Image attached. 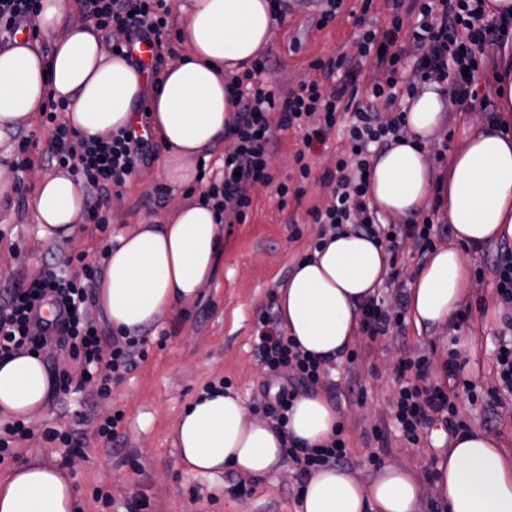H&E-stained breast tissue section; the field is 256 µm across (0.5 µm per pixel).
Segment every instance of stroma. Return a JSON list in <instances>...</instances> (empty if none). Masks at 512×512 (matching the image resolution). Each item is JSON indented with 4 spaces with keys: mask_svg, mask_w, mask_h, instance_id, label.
Returning a JSON list of instances; mask_svg holds the SVG:
<instances>
[{
    "mask_svg": "<svg viewBox=\"0 0 512 512\" xmlns=\"http://www.w3.org/2000/svg\"><path fill=\"white\" fill-rule=\"evenodd\" d=\"M317 9L315 0H294L280 20L265 52L267 65L259 75L275 92L319 77L316 61L353 52L358 17L380 29L390 19L387 0L368 5L363 0H342L333 22L319 29L314 20ZM486 120L482 110L465 112L450 106L448 126L432 153L451 152L464 128H479ZM344 129V123H337L327 143L310 150L298 131L275 129L270 155L273 180L253 186L244 223L225 225L224 264L211 285L162 322L143 328L147 357L123 374L108 399L73 388L58 392L34 417L35 426L78 438L80 447L37 435L19 442L13 453L21 459L38 454L66 470L82 490L80 512H128L133 505L141 512H295L300 485L292 464L265 478L245 479L229 469L215 476L194 474L179 462L174 426L189 404L211 388L232 389L258 414L266 395L278 391L279 380L265 371L257 355L258 317L274 303L278 286L314 248L321 227L313 223L309 211L328 202L318 178L334 168L337 154L346 150ZM48 137V129L37 118L0 143V156H7L11 178L21 179L23 187L0 203V304L21 282L55 265L61 252L99 253L112 236L145 221H160L174 206L207 189L203 182L191 189L169 185L162 174V147L151 140L148 160L134 169L119 196L112 198L106 227L82 223L73 238L47 243L38 236L31 196L39 176L57 171L46 155ZM301 150L313 178L302 184L299 196L280 199L276 185L296 175L295 155ZM25 156L31 158L32 167L18 171ZM504 246L512 249V240L492 241L481 252L467 253L478 274L460 303L470 312L464 324L420 330L408 322L400 335L392 332L374 341L362 335L352 346L355 359L343 355L327 366L318 390L340 416L348 446L344 467L361 481H371L384 465L403 462L414 469L423 486H430L438 429H424L415 447L402 440L392 416L399 387L395 367L400 360L426 356L429 382L445 385L439 365L454 338L464 342L460 354L469 369L465 381L479 395L474 402L460 398L461 415L471 429H490L512 448V408L492 409L482 397L498 383L495 350L508 309L497 294L494 274L480 264L484 255H496ZM488 305L497 310L495 321L484 316ZM111 409L122 410L124 418L117 439L108 442L96 429ZM490 416L495 419L491 425L486 422Z\"/></svg>",
    "mask_w": 512,
    "mask_h": 512,
    "instance_id": "1",
    "label": "stroma"
}]
</instances>
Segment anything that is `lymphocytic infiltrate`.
Instances as JSON below:
<instances>
[{
    "instance_id": "1",
    "label": "lymphocytic infiltrate",
    "mask_w": 512,
    "mask_h": 512,
    "mask_svg": "<svg viewBox=\"0 0 512 512\" xmlns=\"http://www.w3.org/2000/svg\"><path fill=\"white\" fill-rule=\"evenodd\" d=\"M83 18L98 30L128 33L129 42L112 46L113 54L131 57V40L155 44L154 73L165 64V37L173 23L167 0H82ZM484 0H391L392 17L382 29L366 27L354 40L352 54H339L319 63L320 78L304 81L276 96L270 86L256 81L263 70L257 61L252 70L231 77L235 120L228 134L234 147L224 156V171L206 192L225 223H244L251 207L253 183L267 179L273 128L298 129L306 148L325 144L335 129L340 113H347L348 151L338 155L333 169L321 177L328 187L330 202L313 210L311 218L324 233L337 234L344 227L375 238H387L391 256H398L404 242H411L419 254H428L434 237L446 230L434 215L422 223L380 224L377 209L368 200L372 152H385L408 134L403 113L378 112L379 103L395 100L396 87L406 68L424 76L451 79L457 103L488 102L490 94L478 87L476 76L482 66L483 49L504 40L500 23L486 19ZM415 17L411 36L416 53L406 59L398 43L404 17ZM373 61L382 80L371 83L366 98L358 96V78L365 61ZM61 104L47 101L43 115L50 125L47 154L50 162L80 175L85 183L84 218L106 225L107 206L114 191L121 188L138 161L144 160L148 139L129 128L112 140L75 139L62 121ZM79 265L81 278L68 276ZM99 261L84 252L62 255L56 265L15 288L6 305L0 306V358L25 352H39L50 344L66 347L71 361L79 366L78 377L63 373V387L78 386L105 399L111 394L112 374L132 370L145 360L146 339L124 336L105 340L93 318L91 289ZM403 297L393 305L371 301L362 309V330L369 339L402 328L405 321ZM257 351L268 373L284 384L264 404L265 414L277 428H284L287 412L300 389L320 383L324 369L320 362L302 352L280 329L272 311L259 316ZM427 360L417 357L398 363L400 381L393 415L404 439L418 444L422 430L442 423L449 433L463 430L456 402L475 400L470 385L458 382L457 354L445 365L447 387L425 385ZM285 454L293 463L297 480L307 479L323 467L345 463L347 446L342 434L325 445L311 448L286 441Z\"/></svg>"
}]
</instances>
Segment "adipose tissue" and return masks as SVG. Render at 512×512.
Masks as SVG:
<instances>
[{
	"label": "adipose tissue",
	"mask_w": 512,
	"mask_h": 512,
	"mask_svg": "<svg viewBox=\"0 0 512 512\" xmlns=\"http://www.w3.org/2000/svg\"><path fill=\"white\" fill-rule=\"evenodd\" d=\"M185 51L168 65L155 90L147 75L113 55L93 26L72 25L75 0H43L37 29L51 35L42 55L31 39L0 49V141L31 120L48 99L64 101L80 136L109 137L136 124L137 102L148 99L150 127L164 147L169 184L197 179L198 159L232 121L224 76L242 72L271 43L278 21L272 0H177ZM494 121L465 131L435 169L430 142L444 126L442 85L428 80L407 108L408 135L374 157L370 192L378 208L405 222L424 216L433 201L452 227V241L413 274L408 315L417 328L450 324L471 285L465 250L512 240V40L501 45ZM85 201L81 182L66 173L40 177L32 208L41 239L70 237ZM96 296L113 329L134 331L158 322L211 284L224 261V226L211 204H178L161 223L143 222L117 234ZM386 246L344 232L327 238L278 289L280 326L303 351L327 362L359 334V307L389 271ZM55 375L39 355L0 360V414L16 419L45 410ZM339 415L320 393L295 400L284 429L248 411L224 389L199 396L179 417V459L202 474L232 469L263 478L283 466L284 438L314 447L335 432ZM433 490L442 512H512V448L496 434L471 431L452 438L434 461ZM423 487L404 464H390L370 482L335 467L306 482L295 512H420ZM80 492L68 474L28 457L0 476V512H76Z\"/></svg>",
	"instance_id": "adipose-tissue-1"
}]
</instances>
